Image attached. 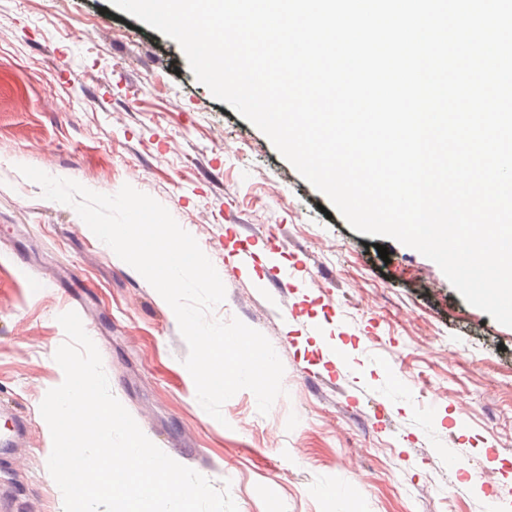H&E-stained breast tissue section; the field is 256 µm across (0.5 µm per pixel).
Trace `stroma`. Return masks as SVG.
<instances>
[{
    "label": "stroma",
    "instance_id": "35a3bbf8",
    "mask_svg": "<svg viewBox=\"0 0 512 512\" xmlns=\"http://www.w3.org/2000/svg\"><path fill=\"white\" fill-rule=\"evenodd\" d=\"M22 164L168 209L225 285L213 319L284 365L268 414L248 390L202 409L172 309ZM325 202L158 30L108 0H0V512H63L40 404L68 311L143 433L238 512H512V327Z\"/></svg>",
    "mask_w": 512,
    "mask_h": 512
}]
</instances>
